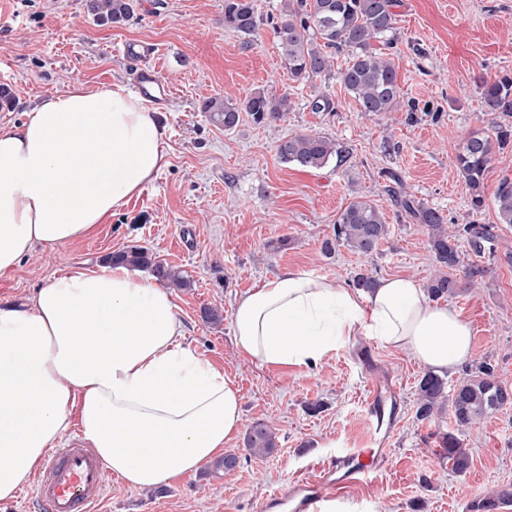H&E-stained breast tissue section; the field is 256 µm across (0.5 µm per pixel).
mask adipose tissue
Masks as SVG:
<instances>
[{
	"instance_id": "adipose-tissue-1",
	"label": "adipose tissue",
	"mask_w": 512,
	"mask_h": 512,
	"mask_svg": "<svg viewBox=\"0 0 512 512\" xmlns=\"http://www.w3.org/2000/svg\"><path fill=\"white\" fill-rule=\"evenodd\" d=\"M166 127L123 83L45 96L0 130V273L38 247L91 236L164 165ZM239 355L314 366L358 336L451 375L472 327L414 278L370 291L284 269L232 311ZM167 286L105 261L54 276L24 305L0 301V501L15 498L71 428L132 489L175 482L223 455L242 395L182 342Z\"/></svg>"
}]
</instances>
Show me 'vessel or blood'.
<instances>
[{"label":"vessel or blood","instance_id":"1","mask_svg":"<svg viewBox=\"0 0 512 512\" xmlns=\"http://www.w3.org/2000/svg\"><path fill=\"white\" fill-rule=\"evenodd\" d=\"M138 86L155 102L161 103L172 93L156 67H143L136 75ZM385 449H377L370 462H363L355 448H343L320 462L314 474L298 480L288 494L273 492L268 503L289 497L297 502V512H321L325 501L363 483L380 471ZM104 466L98 455L81 443L71 441L48 458L34 483V501L38 512H96L104 494Z\"/></svg>","mask_w":512,"mask_h":512}]
</instances>
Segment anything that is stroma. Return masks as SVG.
<instances>
[{"mask_svg": "<svg viewBox=\"0 0 512 512\" xmlns=\"http://www.w3.org/2000/svg\"><path fill=\"white\" fill-rule=\"evenodd\" d=\"M268 23L252 37L224 26V0H135L133 17L97 24L84 0H11L0 12V86L12 106L0 108V128L21 122L43 97L74 85L132 84L136 68L157 67L174 93L161 113L167 128L165 163L157 177L95 234L54 249L39 248L14 270L0 274V300L22 302L53 276L90 266L131 245L187 272L191 285L173 289L177 314L194 349L235 378L244 426L262 421L277 448L248 453L245 436L228 446L235 470L205 465L155 489L127 487L103 476L98 512H259L267 494L313 472L339 448L363 447L372 420L363 404L371 380L396 390L398 427L387 442L386 463L369 482L351 488L335 505L357 512H470L496 490H512V404L457 431L470 456L467 473H453L439 439L454 430L450 412L429 422L415 416L416 389L426 369L409 354L357 337L317 366H265L237 356L232 308L238 295L285 268L351 284L359 271L376 278L401 275L427 283L438 267L429 239L394 206L385 170L400 172L406 191L442 211L447 223L497 224L494 254L462 247L465 263L485 277L449 303L473 329L472 364L488 362L512 389V226L498 224L494 192L512 179V148L495 151L486 174L482 208L472 209L456 156L473 133L493 134L512 116L486 111L476 84L512 73V0H396L390 54L406 111L365 114L346 91L340 71L346 54L315 84L291 81L273 30L283 0H256ZM156 52L145 55L146 45ZM287 95L284 119L257 125L242 116L231 131L211 123L202 102L233 103L257 91ZM327 95L330 112L310 102ZM317 133L349 152L346 162L319 169L282 162L278 142ZM373 202L390 233L372 253L339 247L324 255L341 212L356 198ZM222 311L204 320L205 308Z\"/></svg>", "mask_w": 512, "mask_h": 512, "instance_id": "stroma-1", "label": "stroma"}]
</instances>
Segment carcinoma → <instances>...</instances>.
Segmentation results:
<instances>
[{
    "label": "carcinoma",
    "mask_w": 512,
    "mask_h": 512,
    "mask_svg": "<svg viewBox=\"0 0 512 512\" xmlns=\"http://www.w3.org/2000/svg\"><path fill=\"white\" fill-rule=\"evenodd\" d=\"M134 0H85L88 14L102 24H121L133 15ZM395 0H285L280 18L273 23L274 38L283 65L294 82L306 83L327 75L334 55L347 52L349 58L341 72L345 89L357 102L360 111L367 113L398 112L407 108L414 116L416 105L405 103L398 86L395 65L373 42L394 30ZM264 25L255 0H224V27L237 33L254 36ZM477 91L488 112L512 114V75L506 73L493 80H482ZM287 96H276L258 91L241 104L221 97H211L202 104V111L210 121L224 130L237 127L240 112H246L253 123L267 124L286 114ZM512 144V125H498L494 137L472 134L456 157L457 169L471 196L472 208L479 209L485 196V176L494 150ZM277 154L285 163H296L305 168L318 169L333 157L344 160L345 149L336 141L317 134H295L277 145ZM388 193L398 210L427 232L430 248L436 262L444 271L435 274L427 283L429 295L435 299L457 295L463 285H475L486 275L483 266L471 265L463 269L464 278L457 277L461 266L460 239L467 241L477 255L494 249L497 238L493 224H464L449 230L442 213L425 205L403 190L401 176L384 172ZM499 222L512 224V180L503 179L495 193ZM389 225L382 212L371 201L360 198L352 202L339 216L334 226V238L323 243V251L332 253L337 246H348L360 253L373 252L387 238ZM114 262L134 269H149L169 285L189 287V280L180 269L158 260L153 252L141 246H130L110 254ZM512 403V391L501 385L494 368L483 362L470 378L448 389L440 376L427 372L417 387L416 418L431 421L451 405L457 428H467L484 415ZM247 450L257 456L274 452L277 447L272 429L265 423L249 428ZM441 449L452 470L457 474L470 467L468 452L462 448L457 435H442ZM512 496L501 491L471 506L472 512H495L502 500Z\"/></svg>",
    "instance_id": "1"
}]
</instances>
